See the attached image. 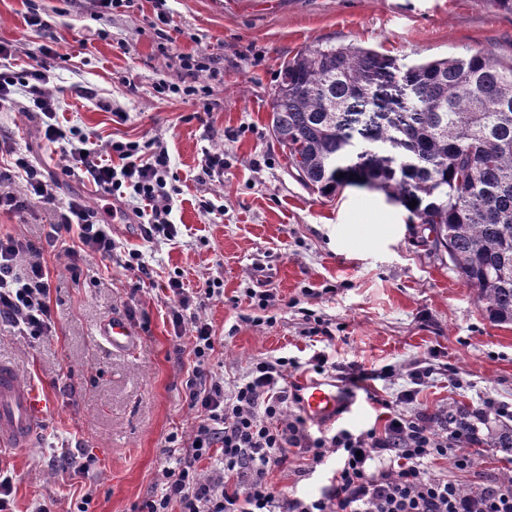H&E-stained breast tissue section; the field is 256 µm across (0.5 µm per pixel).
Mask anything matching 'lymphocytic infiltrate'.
I'll return each mask as SVG.
<instances>
[{"mask_svg": "<svg viewBox=\"0 0 512 512\" xmlns=\"http://www.w3.org/2000/svg\"><path fill=\"white\" fill-rule=\"evenodd\" d=\"M26 22L39 31L41 57L29 68L11 70V48L0 45V110L19 107L28 94V113L36 115L44 138L56 144L64 161L91 176L94 184L116 202L121 216H134L149 227L152 238L174 240L171 219L175 192L168 189L171 159L159 141L126 140L105 144L82 128L63 127L59 121L60 88L51 87L58 57L51 24L34 0L27 5ZM188 75L203 76L200 84L159 85L158 93L196 96L210 94L221 74L209 54H178ZM13 166L23 174L24 189L0 192V212L26 214L35 204L57 198V181L45 177L27 157L15 155ZM76 235L79 248H68L71 262L93 253L112 258L117 243L112 227L100 223L82 201L71 200L46 236L56 246ZM41 249L24 239L0 237V323L20 336L34 339L52 335L54 321L49 302V273ZM172 296L170 319L175 332L189 331L194 367L185 382L196 423L185 452L162 469L160 490L140 512H512V481L495 482L467 491L455 480L434 475L433 461L448 460L457 470L473 467L470 447L485 441L483 426L490 417L512 421V406L483 400L477 405L429 414L414 409L432 371L409 374V384L386 409L383 428L360 432L347 429L312 434L303 416L291 413L297 396L287 381L288 358L252 363L232 393L224 378L211 368L212 328L201 317H186L192 298L182 280L166 284ZM301 456L308 471H316L329 457L338 465L327 490L318 497L277 491L269 472ZM210 469H201L202 461Z\"/></svg>", "mask_w": 512, "mask_h": 512, "instance_id": "obj_1", "label": "lymphocytic infiltrate"}]
</instances>
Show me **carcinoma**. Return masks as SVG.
Here are the masks:
<instances>
[{
  "label": "carcinoma",
  "instance_id": "carcinoma-1",
  "mask_svg": "<svg viewBox=\"0 0 512 512\" xmlns=\"http://www.w3.org/2000/svg\"><path fill=\"white\" fill-rule=\"evenodd\" d=\"M269 128L311 191L375 189L407 209L488 319L512 324V61L306 48L281 63Z\"/></svg>",
  "mask_w": 512,
  "mask_h": 512
}]
</instances>
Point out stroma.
Wrapping results in <instances>:
<instances>
[{"label": "stroma", "mask_w": 512, "mask_h": 512, "mask_svg": "<svg viewBox=\"0 0 512 512\" xmlns=\"http://www.w3.org/2000/svg\"><path fill=\"white\" fill-rule=\"evenodd\" d=\"M61 53L56 77L67 120L100 141L156 139L167 148L180 191L173 220L176 241L148 238L143 225L113 216L110 197L84 174L63 175L57 149L36 119L0 112V147L26 154L61 179L54 204L19 217L0 212V235L42 246L49 272L55 330L34 340L0 325V359L47 395L45 423L29 448L0 456L12 474L13 512L35 502L54 512H135L159 486L161 469L182 451L195 421L185 396L193 367L187 339L176 338L164 284L181 275L186 287L216 282L221 296L191 305L216 336L214 372L225 390L251 361L287 357L307 362L323 351L347 381L355 367L389 368L385 381L355 385L357 416L337 427L383 426L380 399L394 400L416 367L433 366L416 408L430 413L492 398L512 403V325L488 320L473 289L448 260L429 253L418 225L379 191L347 188L332 197L313 193L288 164L268 128L284 58L308 47L354 43L412 64L465 49L512 58V14L487 0H133L93 19L82 0H36ZM27 0H0V43L20 64L34 62L43 43L28 27ZM166 12L175 30L174 54L209 53L224 61V81L210 97L157 93L161 82L182 83L183 71L164 56L152 26ZM109 32L93 39L96 30ZM98 91L126 112L124 122L77 86ZM224 155L223 172L205 177V151ZM82 200L125 250L145 256L147 272L89 255L69 269L63 247L45 237L59 209ZM270 290L277 301L260 309L249 290ZM135 329L133 351H111L95 336L112 315ZM332 341L307 338L314 325ZM301 457L270 471L277 489L300 496L325 491L335 460L300 476ZM435 474L469 489L501 478L512 462L498 449L477 451L467 472L437 460Z\"/></svg>", "instance_id": "obj_1"}]
</instances>
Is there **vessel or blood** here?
<instances>
[{
    "label": "vessel or blood",
    "instance_id": "1",
    "mask_svg": "<svg viewBox=\"0 0 512 512\" xmlns=\"http://www.w3.org/2000/svg\"><path fill=\"white\" fill-rule=\"evenodd\" d=\"M100 342L113 351H129L137 339L131 323L115 315L100 325ZM300 408L310 421L328 426L347 402V391L333 381L302 383ZM46 400L10 362L0 360V445L7 449L26 447L40 431Z\"/></svg>",
    "mask_w": 512,
    "mask_h": 512
}]
</instances>
